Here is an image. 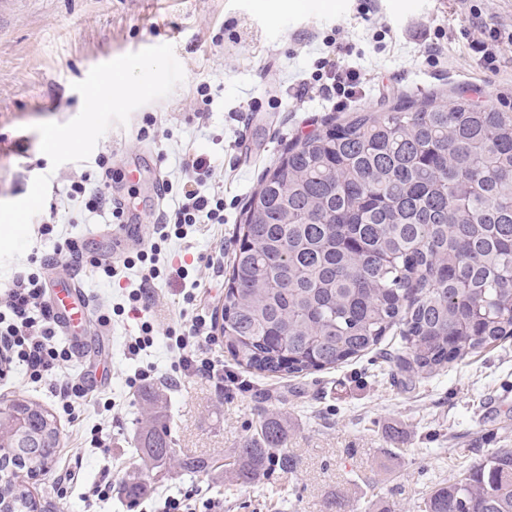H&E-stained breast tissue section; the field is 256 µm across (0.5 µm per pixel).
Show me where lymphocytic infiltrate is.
Returning <instances> with one entry per match:
<instances>
[{"mask_svg":"<svg viewBox=\"0 0 512 512\" xmlns=\"http://www.w3.org/2000/svg\"><path fill=\"white\" fill-rule=\"evenodd\" d=\"M359 77L360 72L354 66L339 69L328 83L322 82L320 74L315 72L300 80L295 95L304 97L317 86L326 96L350 98L356 93ZM215 167L214 159L196 155L188 158L180 179L167 182V192L180 194L181 201L174 210L158 213L149 249L111 262L88 254L77 238L67 235L58 250L41 258L38 267L19 271L11 287L0 296V380H10L20 373L30 383L47 386L59 410L69 416L77 405L87 402L92 387L86 380L62 378L57 374L59 366L71 359L72 351L69 345L59 341L57 324L46 301L47 269L63 257L109 279L137 270V278L128 284L126 305L101 312L98 321L106 326L112 316L122 315L125 310H147L148 287L165 269L163 243L186 239L198 225L224 221V193L211 184ZM207 328L206 316L194 315L188 330L172 336L171 345L179 353L180 369L220 382L224 379L223 365L215 363L201 349Z\"/></svg>","mask_w":512,"mask_h":512,"instance_id":"1","label":"lymphocytic infiltrate"}]
</instances>
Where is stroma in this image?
Here are the masks:
<instances>
[{"mask_svg":"<svg viewBox=\"0 0 512 512\" xmlns=\"http://www.w3.org/2000/svg\"><path fill=\"white\" fill-rule=\"evenodd\" d=\"M0 0V217L20 214L11 234L0 233V290L31 258L50 253L39 222L52 207L64 209L78 238L111 232L107 217L71 202L72 181L98 182L99 156L120 165L125 157L157 156L164 179L181 176L188 154L223 157L212 182L224 190V222L200 226L188 239L165 246L170 273L153 289L158 334L151 352L129 359L126 337L139 333L137 315L114 324L90 321L88 340L108 336L104 388L111 408L85 406L77 420L58 414L62 436L48 474L27 479L41 512H155L152 501L131 506L112 496L100 501L89 490L103 475L142 476L152 491L174 494L193 485L217 498L221 512H354L374 498L381 512H420L423 496L458 477L487 451L512 448V340L470 354L431 375L413 377L382 363L371 351L335 368L262 377L233 360L222 339L208 356L234 372L239 387L224 391L178 372L168 332L186 320L184 283L177 270L193 264L204 287L205 315L221 320L224 282L244 205L263 173L291 143L361 108L385 109L398 98L465 93L476 104L512 112V43H503L497 70L477 64L464 37L474 14L512 27V0ZM336 37L339 63L360 62L355 97L345 103L319 93L295 97L299 71L321 57L322 40ZM443 48L439 58L424 40ZM145 79L143 89L120 106L89 114L82 103L112 77L109 63ZM260 111H248L252 99ZM155 135L137 132L146 117ZM89 127L86 144L67 153L44 147L49 129ZM218 254L209 268L207 258ZM150 379L129 386L140 365ZM167 400V423L178 455L203 461L188 472L144 470L134 450L136 418L149 391ZM288 419V452L297 475L275 470L262 483L242 487L224 466L251 438L260 410ZM102 428L101 452L77 433ZM79 466L81 482L59 494L63 462Z\"/></svg>","mask_w":512,"mask_h":512,"instance_id":"1","label":"stroma"}]
</instances>
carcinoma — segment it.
Masks as SVG:
<instances>
[{"mask_svg":"<svg viewBox=\"0 0 512 512\" xmlns=\"http://www.w3.org/2000/svg\"><path fill=\"white\" fill-rule=\"evenodd\" d=\"M403 369L433 374L512 339V112L432 93L359 109L289 145L238 226L219 331L236 363L264 375L331 369L393 329ZM164 399L137 421L144 464L175 462ZM56 417L14 399L0 412V471L48 473ZM288 426L259 415L229 473L239 485L297 472ZM139 476L119 482L143 494ZM422 512H512V449L487 452L423 500ZM0 512H37L0 482Z\"/></svg>","mask_w":512,"mask_h":512,"instance_id":"carcinoma-1","label":"carcinoma"}]
</instances>
